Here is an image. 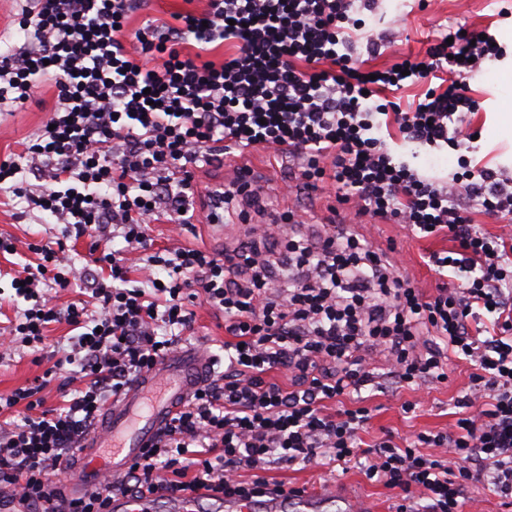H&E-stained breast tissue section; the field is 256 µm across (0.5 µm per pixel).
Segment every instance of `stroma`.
Wrapping results in <instances>:
<instances>
[{"label":"stroma","instance_id":"obj_1","mask_svg":"<svg viewBox=\"0 0 512 512\" xmlns=\"http://www.w3.org/2000/svg\"><path fill=\"white\" fill-rule=\"evenodd\" d=\"M458 21L467 22L474 31L490 30L507 48L503 60L486 65L481 77L471 83V95L478 102L479 110L472 116L471 127L478 130L475 143V161L489 168H512V135L504 131L501 114L507 103L512 102V0H432L425 10H413L399 15L394 0H384L377 15L368 16L371 33L392 34L395 43L382 56L371 59V66L382 68L394 62L396 56L416 54L426 47L428 36ZM55 89L51 83H43L36 103L25 111L15 113L0 121V158L19 151L25 141L47 120L46 103L51 102ZM388 148L394 159L409 162L412 167L428 175L446 178L458 171V154L448 147H429L401 144L393 139ZM247 166L255 183L261 187L274 210L283 212L290 208L300 211L305 221L304 229L316 233L317 226L329 217L330 206L336 203L335 189L331 184L316 190L298 193L287 190L293 180V168L288 157L278 156L262 149L244 154L231 152L223 163L207 165L200 169L197 178L202 187L210 188L228 183L236 167ZM60 225L50 223L39 212L14 213L12 207H0V234L12 236L16 254L1 258L0 267L21 270L31 258L26 245L30 242H49L60 233ZM361 233L379 248L396 245L409 274L425 291H433L438 278L424 262L429 251L444 248L438 239H417L397 224H366ZM246 227L242 224L225 225L223 233H216L206 223L189 224L179 234L168 232L167 225L156 224L151 236L154 248L172 246H198L214 252L223 251L238 239L244 238ZM195 329L188 342L207 349L216 359L224 357V317L213 313L203 305L195 306ZM46 365L36 362L30 349L20 348L6 359L0 360V393L41 375ZM470 370L465 363H456L445 384L415 394L409 391L395 392L390 380H381L378 386H366L361 394L376 413L371 428L365 433V443H372L384 431L406 437L421 431H437L447 428L455 420L456 402L466 395ZM405 400L417 401L415 413L406 415L400 409ZM268 477L285 480L322 497V512H349L352 503L373 505L375 512H394L397 501L395 491L368 481L360 468L335 470L322 469L296 471L272 466Z\"/></svg>","mask_w":512,"mask_h":512}]
</instances>
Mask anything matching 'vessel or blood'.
<instances>
[{
    "instance_id": "b4317fda",
    "label": "vessel or blood",
    "mask_w": 512,
    "mask_h": 512,
    "mask_svg": "<svg viewBox=\"0 0 512 512\" xmlns=\"http://www.w3.org/2000/svg\"><path fill=\"white\" fill-rule=\"evenodd\" d=\"M210 368L199 347L177 348L162 356L154 368L128 384L114 400L103 420L90 429L81 451L70 462V477L55 491V504H69L91 493L102 474L120 476L156 442L167 421L193 392L206 384ZM163 502L167 512H199L196 500L179 493L160 492L136 499L113 492L111 512H152ZM314 497L273 496L264 502L226 498L222 512H316Z\"/></svg>"
}]
</instances>
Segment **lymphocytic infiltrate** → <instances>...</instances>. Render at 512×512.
Masks as SVG:
<instances>
[{
	"instance_id": "obj_1",
	"label": "lymphocytic infiltrate",
	"mask_w": 512,
	"mask_h": 512,
	"mask_svg": "<svg viewBox=\"0 0 512 512\" xmlns=\"http://www.w3.org/2000/svg\"><path fill=\"white\" fill-rule=\"evenodd\" d=\"M157 14L151 0H26L14 23L22 46L0 49V114L56 97L47 125L0 159V200H23L61 224L56 242L29 244L34 263L16 294L29 306L0 328V356L43 350L65 323L69 349L33 381L0 393V488L26 512H56L54 488L87 430L134 378L174 350L196 303L224 315V368L161 432L120 483L103 481L69 512H108L113 491L160 488L188 496L296 495L269 480L272 464L348 468L398 491L396 512H462L469 486L491 475L512 497V169L473 164L470 81L503 46L460 27L420 56L373 71L362 12L380 0H205ZM137 30H129L133 14ZM365 51H358V43ZM441 74L409 108L395 93ZM459 151L451 178L394 160L384 137ZM288 155L305 190L332 181L353 224H399L448 240L428 262L440 282L426 294L336 222L319 239L295 210L254 222L267 204L248 169L224 186L210 221L249 225L237 246L153 250L150 227L196 221L195 170L216 150ZM502 224L485 232L477 217ZM90 241V298L61 302L80 280L69 241ZM120 238L123 248L110 240ZM144 255L142 266L129 254ZM287 282H273L274 253ZM470 364L472 393L448 430L362 446L372 410L362 387L384 366L392 384L422 390ZM72 370L57 405L44 390Z\"/></svg>"
}]
</instances>
